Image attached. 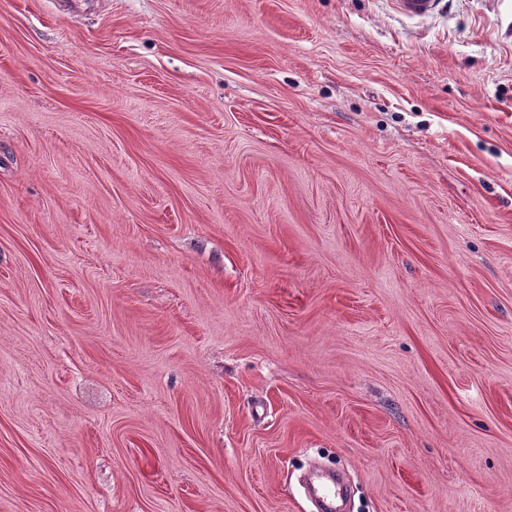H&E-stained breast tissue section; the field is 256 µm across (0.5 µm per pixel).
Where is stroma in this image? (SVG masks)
I'll return each mask as SVG.
<instances>
[{
    "instance_id": "35a3bbf8",
    "label": "stroma",
    "mask_w": 512,
    "mask_h": 512,
    "mask_svg": "<svg viewBox=\"0 0 512 512\" xmlns=\"http://www.w3.org/2000/svg\"><path fill=\"white\" fill-rule=\"evenodd\" d=\"M512 512V0H0V512ZM396 10L409 18L423 19L439 14L450 0H391Z\"/></svg>"
}]
</instances>
